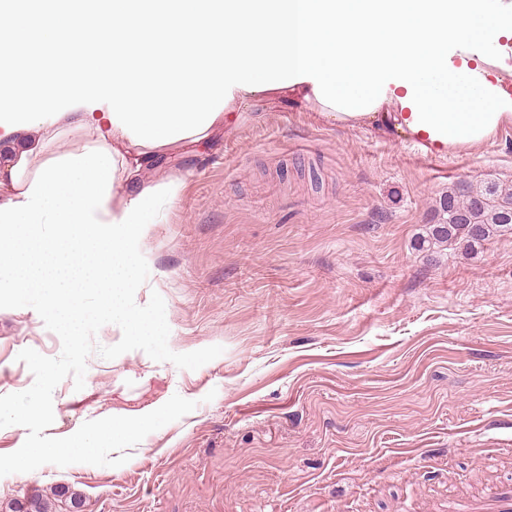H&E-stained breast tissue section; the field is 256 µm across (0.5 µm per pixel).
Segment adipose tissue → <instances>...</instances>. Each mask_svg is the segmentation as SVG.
I'll return each instance as SVG.
<instances>
[{
	"label": "adipose tissue",
	"instance_id": "adipose-tissue-1",
	"mask_svg": "<svg viewBox=\"0 0 512 512\" xmlns=\"http://www.w3.org/2000/svg\"><path fill=\"white\" fill-rule=\"evenodd\" d=\"M52 41L76 67L31 77L26 46ZM0 152L28 128H96L81 152L0 170V271L34 296L80 347L90 313L132 340L161 335L153 313L125 310L139 285L140 243L182 183L148 185L157 151L205 141L257 95L279 93L345 128L411 129L451 147L512 120V0H112L95 21L0 12ZM110 281L95 309L75 278Z\"/></svg>",
	"mask_w": 512,
	"mask_h": 512
}]
</instances>
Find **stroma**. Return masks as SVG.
I'll return each instance as SVG.
<instances>
[{
    "label": "stroma",
    "mask_w": 512,
    "mask_h": 512,
    "mask_svg": "<svg viewBox=\"0 0 512 512\" xmlns=\"http://www.w3.org/2000/svg\"><path fill=\"white\" fill-rule=\"evenodd\" d=\"M93 140L28 132L43 159ZM177 171L135 300L162 296L172 351L222 354L195 370L91 355L82 390L56 387L46 433L176 394L196 408L122 466L0 477V512L62 488L81 512H474L512 491V237L472 254L427 241L448 191L512 186V132L430 159L263 96L148 179ZM26 348L55 358L62 343L34 309H0V395L33 384Z\"/></svg>",
    "instance_id": "35a3bbf8"
}]
</instances>
